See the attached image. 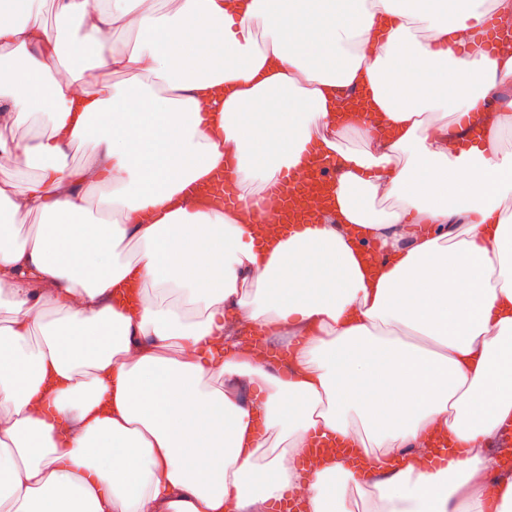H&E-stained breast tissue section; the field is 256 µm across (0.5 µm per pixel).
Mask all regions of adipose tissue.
<instances>
[{
	"instance_id": "1",
	"label": "adipose tissue",
	"mask_w": 512,
	"mask_h": 512,
	"mask_svg": "<svg viewBox=\"0 0 512 512\" xmlns=\"http://www.w3.org/2000/svg\"><path fill=\"white\" fill-rule=\"evenodd\" d=\"M143 2L0 0V512H512V51L479 42L512 0ZM313 157L332 207L261 239L248 198ZM229 161L239 210L187 194ZM314 435L366 467L285 465Z\"/></svg>"
}]
</instances>
